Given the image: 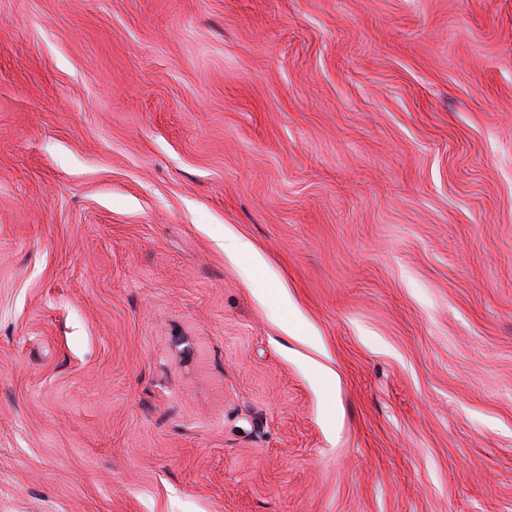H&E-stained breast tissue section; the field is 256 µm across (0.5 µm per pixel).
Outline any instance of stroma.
<instances>
[{
  "mask_svg": "<svg viewBox=\"0 0 512 512\" xmlns=\"http://www.w3.org/2000/svg\"><path fill=\"white\" fill-rule=\"evenodd\" d=\"M0 512H512V0H0Z\"/></svg>",
  "mask_w": 512,
  "mask_h": 512,
  "instance_id": "1",
  "label": "stroma"
}]
</instances>
